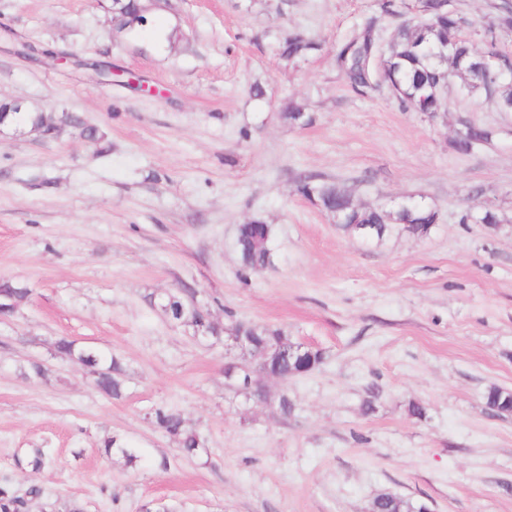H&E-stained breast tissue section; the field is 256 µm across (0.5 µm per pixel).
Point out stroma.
I'll use <instances>...</instances> for the list:
<instances>
[{
	"mask_svg": "<svg viewBox=\"0 0 512 512\" xmlns=\"http://www.w3.org/2000/svg\"><path fill=\"white\" fill-rule=\"evenodd\" d=\"M372 17L387 46L399 19L378 0H158L131 33L113 31L110 0H0L14 34L0 97L101 136L0 134V282L30 290L0 320V485L28 512H368L382 491L431 512H512V416L484 400L512 389V112L455 78L433 117L383 87L354 92L335 55ZM291 33L322 47L283 59ZM99 61L142 90L105 81ZM291 103L313 123H285ZM462 117L492 141L455 151ZM305 174L379 210L416 199L437 220L422 239L353 238L298 192ZM484 208L497 227L463 222ZM253 220L272 229L273 262L246 272L236 229ZM184 288L224 329L267 324L322 353L308 375L264 381L292 416L235 393L223 342L151 306ZM62 337L122 358L123 397L60 358ZM160 406L204 452L156 427ZM113 436L136 466L104 455ZM154 417L157 426L177 440L184 455L195 456L205 447L200 435L186 425L178 410L159 407L155 410Z\"/></svg>",
	"mask_w": 512,
	"mask_h": 512,
	"instance_id": "obj_1",
	"label": "stroma"
}]
</instances>
